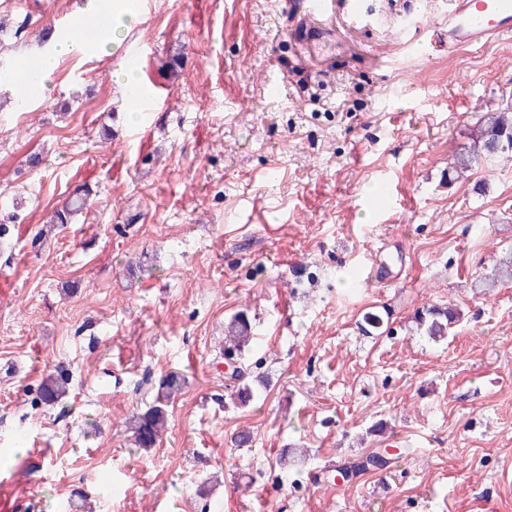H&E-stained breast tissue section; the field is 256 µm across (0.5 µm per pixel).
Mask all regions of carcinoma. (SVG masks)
<instances>
[{"label":"carcinoma","instance_id":"obj_1","mask_svg":"<svg viewBox=\"0 0 512 512\" xmlns=\"http://www.w3.org/2000/svg\"><path fill=\"white\" fill-rule=\"evenodd\" d=\"M471 142L457 152L448 171L458 179L472 170L473 167L495 157H512V110L505 108L495 111L478 121L470 130ZM86 190H76L73 195L47 220L49 224H68L71 217L87 205ZM512 283V257L499 260L493 274L485 282L478 283L480 288H494L498 285ZM463 317L461 310L454 306L431 304L414 313V322L418 329L425 331L437 340L448 336L450 330ZM254 340L251 320L244 312L233 315L224 324V354L227 356L243 355L248 351ZM182 388V381L176 375H170L162 382V394L155 403L145 411L137 414L130 422L136 445L149 449L156 445L168 422V411L165 402L174 398ZM69 379L50 373L42 378L38 391L40 399L45 403H54L69 393Z\"/></svg>","mask_w":512,"mask_h":512}]
</instances>
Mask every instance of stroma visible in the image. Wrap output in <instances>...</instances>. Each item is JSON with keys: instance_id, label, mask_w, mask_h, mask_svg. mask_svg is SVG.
Wrapping results in <instances>:
<instances>
[{"instance_id": "1", "label": "stroma", "mask_w": 512, "mask_h": 512, "mask_svg": "<svg viewBox=\"0 0 512 512\" xmlns=\"http://www.w3.org/2000/svg\"><path fill=\"white\" fill-rule=\"evenodd\" d=\"M85 2L0 0V57L48 51L38 31ZM302 2L144 0L116 48L61 57L45 98L0 88L12 512L82 493L94 512H512V284L477 285L512 252V161L446 177L473 124L512 107V34L452 50V0H361L305 38ZM23 19L36 34L13 43ZM133 47L150 112L113 77ZM84 185L89 205L41 240ZM441 303L463 311L451 335L412 332ZM241 311L256 343L235 368ZM57 371L68 396L37 404ZM172 374L183 390L141 450L128 422ZM253 340V326L246 313L238 312L224 324V354L226 356H242L250 349Z\"/></svg>"}]
</instances>
